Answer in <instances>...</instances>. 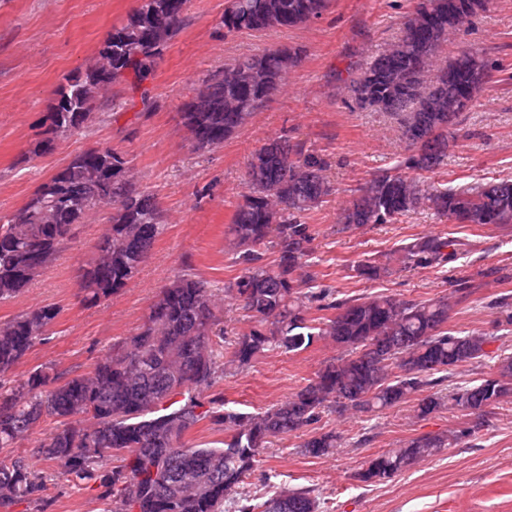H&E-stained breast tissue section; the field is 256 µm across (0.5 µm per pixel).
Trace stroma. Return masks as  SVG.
Returning <instances> with one entry per match:
<instances>
[{
	"label": "stroma",
	"mask_w": 512,
	"mask_h": 512,
	"mask_svg": "<svg viewBox=\"0 0 512 512\" xmlns=\"http://www.w3.org/2000/svg\"><path fill=\"white\" fill-rule=\"evenodd\" d=\"M226 3L191 0L181 31L142 90L114 86L86 128L61 139L52 153L32 158L28 151L57 86L95 64L102 42L139 0H0V215L20 209L76 154L111 147L132 157L137 176L157 196L166 224L135 277L106 301L88 304L81 289L82 269L107 230L95 213L19 297L0 303L2 322L34 306L59 309L49 335L8 374V381L45 364L66 377L89 372L143 323L175 274L194 272L216 288L235 281L243 267L235 262L224 232L247 190L252 153L282 135L325 158L336 189L309 218L320 284L343 298L386 294L429 300L450 294L458 278L474 276V294L453 307L448 326L496 334L502 350L512 353V228L455 224L425 212L355 231L340 230L336 222L352 189L405 154L397 119L347 106L346 79L393 39L413 0H330L321 18L299 27L230 36L219 24ZM276 46L305 51L280 92L223 147L194 152L179 120L182 103L210 72ZM461 46L486 50L504 70L486 85L480 107L469 113L465 137L450 144L440 168L425 178L458 186L481 177H512V0H492L473 29L449 42L448 49ZM425 234L464 240L467 251L437 269L404 270L389 263L400 244ZM365 259L385 266V273L374 280L358 277L354 267ZM336 354L323 340L297 353L271 351L248 371L226 377L220 387L237 409L260 412L298 391ZM464 423L461 412L448 408L416 418L409 402L373 416L327 413L319 426L341 434L338 452L305 456L300 433L274 439L248 483L254 490L266 479L277 486L312 487L319 512H512V399L458 446L386 482L357 479L363 462L383 449ZM53 428V421L41 422L16 449L42 473L48 512H100L98 488L73 486L40 455L39 446Z\"/></svg>",
	"instance_id": "1"
}]
</instances>
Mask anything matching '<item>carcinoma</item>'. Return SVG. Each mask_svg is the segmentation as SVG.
Listing matches in <instances>:
<instances>
[{
	"label": "carcinoma",
	"mask_w": 512,
	"mask_h": 512,
	"mask_svg": "<svg viewBox=\"0 0 512 512\" xmlns=\"http://www.w3.org/2000/svg\"><path fill=\"white\" fill-rule=\"evenodd\" d=\"M190 0H140L126 22L112 28L99 63L65 78L30 154L93 118L102 92L132 76L140 87L179 34ZM490 0H416L396 38L370 57L348 84L354 104L400 120L408 154L374 171L355 189L336 217L344 230L394 223L419 211L456 224L512 226V178H480L466 187L431 184L433 172L458 138L467 114L481 105L493 73L490 54L464 48L448 55L451 37L471 28ZM328 0H228L224 34L263 33L318 19ZM304 50L265 48L210 73L183 105L181 122L196 151L211 152L267 106L299 65ZM328 163L286 137L253 154L248 191L229 224V247L242 274L224 286L240 306L248 329L224 344L219 302L208 281L182 273L166 285L144 322L90 372L65 378L51 366L5 387L2 377L44 340L59 309L35 307L0 322V512L27 503L45 512L44 478L26 459L3 453L36 425L53 419L56 429L41 444L44 459L76 486L99 481L103 512H310L320 502L311 487L272 485L251 491L246 479L272 439L320 422L325 411L375 413L406 401L426 418L449 405L471 417L468 426L423 435L367 459L358 476L388 480L417 462L450 448L483 426L491 410L512 397V357L497 375L443 397L426 393L448 370L489 356L497 336L448 328L453 306L473 294L469 278L451 295L419 301L397 296L338 299L319 284L308 215L333 194ZM101 210L109 229L98 256L84 269L85 300L97 303L125 288L150 254L165 224L155 194L141 184L125 154L91 148L73 157L12 215L0 216V301L21 294L31 263L47 267L74 237L75 226ZM273 250L266 260L264 247ZM466 243L441 234L413 238L392 253L405 268L434 269L459 258ZM330 315L315 324L311 310ZM330 339L342 350L285 401L262 412H242L219 390L224 376L242 372L269 351L297 353ZM205 423L224 434L210 445L186 441ZM341 436L314 431L302 453L319 458L336 452Z\"/></svg>",
	"instance_id": "cac0c4a2"
}]
</instances>
